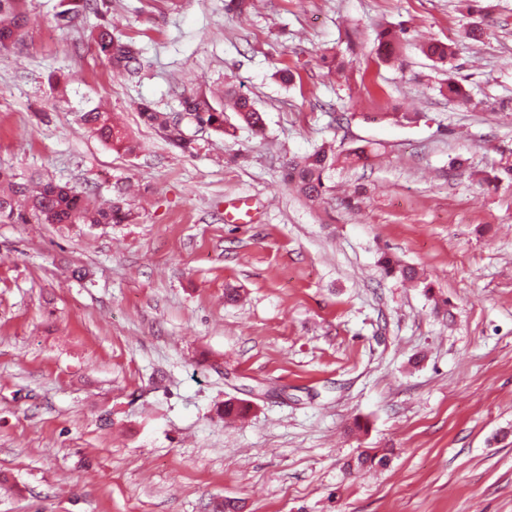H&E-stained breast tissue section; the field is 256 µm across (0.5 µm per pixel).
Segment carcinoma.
Returning a JSON list of instances; mask_svg holds the SVG:
<instances>
[{"instance_id": "cac0c4a2", "label": "carcinoma", "mask_w": 512, "mask_h": 512, "mask_svg": "<svg viewBox=\"0 0 512 512\" xmlns=\"http://www.w3.org/2000/svg\"><path fill=\"white\" fill-rule=\"evenodd\" d=\"M23 0H0V48L4 49L19 42L23 30L28 26V15L22 8ZM99 11V0H59L55 13V23L61 28L73 25L80 14ZM401 29L384 28L377 34L375 53L379 60L389 63L398 57V49L403 40ZM94 41L105 56L112 70L125 77H132L141 68V50L131 37L115 35L112 28L102 25L98 28ZM422 53L435 62H446L453 58L451 44L431 41L421 47ZM445 95L462 104L471 102V96L465 87L455 78L448 77L444 86ZM227 106L235 112L239 121L255 133H261L265 127L263 113L256 108L247 96L228 88L224 90ZM181 106L191 107L193 112L208 114L211 130L226 132L224 111L217 110L204 92H197L182 98ZM139 115L145 125L153 129L168 143L182 151L194 149L193 142L186 137L183 127L166 123L167 113L158 110L152 103L142 101L137 106ZM79 121L102 142L127 153L137 148V143L127 131L118 125L112 113L101 106H95L78 113ZM369 158L364 145L349 149L341 155L333 144L324 142L311 152L294 158L288 163V184L312 204L318 203L330 192L327 185L330 174L338 164L349 167L365 164ZM135 219L124 193H119L107 205H99L92 198L67 186L32 177L24 182L16 181V174L0 167V223L1 224H130ZM385 273L404 281L420 279L419 271L412 266H405L383 255L380 259ZM388 459V452L365 450L356 460V467L383 465Z\"/></svg>"}]
</instances>
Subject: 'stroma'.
<instances>
[{
    "instance_id": "obj_1",
    "label": "stroma",
    "mask_w": 512,
    "mask_h": 512,
    "mask_svg": "<svg viewBox=\"0 0 512 512\" xmlns=\"http://www.w3.org/2000/svg\"><path fill=\"white\" fill-rule=\"evenodd\" d=\"M58 3L25 0L34 22L0 50V165L101 204L131 187L136 219L0 224V512H512V188L476 179L512 167V0H483L480 43L459 38L460 0H256L244 18L107 0L64 29ZM106 22L142 47L135 80L94 43ZM385 27L405 30L390 64ZM429 38L454 58L428 59ZM451 76L482 109L441 94ZM227 85L263 133L190 123L184 152L136 111ZM100 102L136 153L80 124ZM325 141L375 152L312 205L284 168ZM241 197L253 222L225 223ZM385 254L424 283L386 276ZM229 399L244 421L224 422ZM367 448L387 466L349 472Z\"/></svg>"
}]
</instances>
